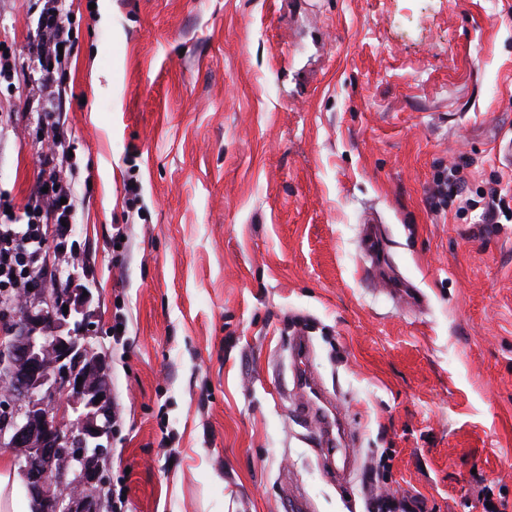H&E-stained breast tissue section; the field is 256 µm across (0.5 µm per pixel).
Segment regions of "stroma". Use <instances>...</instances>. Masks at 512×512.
Listing matches in <instances>:
<instances>
[{"mask_svg": "<svg viewBox=\"0 0 512 512\" xmlns=\"http://www.w3.org/2000/svg\"><path fill=\"white\" fill-rule=\"evenodd\" d=\"M48 5L0 0V224L63 126L117 512L512 505V222L430 207L444 168L464 199L512 175V0H67L45 87ZM296 330L355 437L341 486L286 399ZM53 5L42 15L39 23V38L34 48V57L46 83L55 80L61 64L70 50V29L64 24L65 14L62 1L53 0ZM63 44V55L59 54V45ZM53 63L52 70H49ZM373 510L377 512H420L423 510L417 497H404L401 500H378L374 502Z\"/></svg>", "mask_w": 512, "mask_h": 512, "instance_id": "obj_1", "label": "stroma"}]
</instances>
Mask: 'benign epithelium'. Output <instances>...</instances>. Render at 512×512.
Segmentation results:
<instances>
[{
	"label": "benign epithelium",
	"instance_id": "obj_1",
	"mask_svg": "<svg viewBox=\"0 0 512 512\" xmlns=\"http://www.w3.org/2000/svg\"><path fill=\"white\" fill-rule=\"evenodd\" d=\"M84 292L70 277L60 288H39L27 296L0 361V396L14 404L0 426V447L19 451L20 471L38 512L100 507L90 486L110 441L112 390L107 359L88 342L91 296ZM62 406L76 419L65 420Z\"/></svg>",
	"mask_w": 512,
	"mask_h": 512
}]
</instances>
